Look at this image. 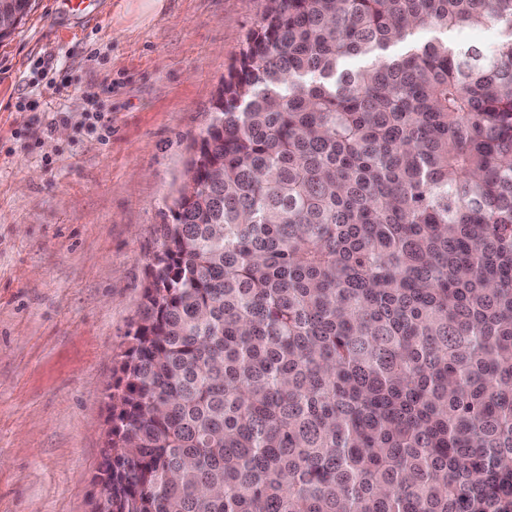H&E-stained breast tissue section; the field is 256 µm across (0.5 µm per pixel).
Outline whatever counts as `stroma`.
<instances>
[{
	"mask_svg": "<svg viewBox=\"0 0 512 512\" xmlns=\"http://www.w3.org/2000/svg\"><path fill=\"white\" fill-rule=\"evenodd\" d=\"M88 2L0 44V512H95L160 227L267 7Z\"/></svg>",
	"mask_w": 512,
	"mask_h": 512,
	"instance_id": "35a3bbf8",
	"label": "stroma"
}]
</instances>
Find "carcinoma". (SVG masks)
Instances as JSON below:
<instances>
[{
  "instance_id": "cac0c4a2",
  "label": "carcinoma",
  "mask_w": 512,
  "mask_h": 512,
  "mask_svg": "<svg viewBox=\"0 0 512 512\" xmlns=\"http://www.w3.org/2000/svg\"><path fill=\"white\" fill-rule=\"evenodd\" d=\"M214 112L112 512H512V0H268ZM456 41L465 44H477L492 47L500 38V30L496 25L465 28L457 32Z\"/></svg>"
}]
</instances>
